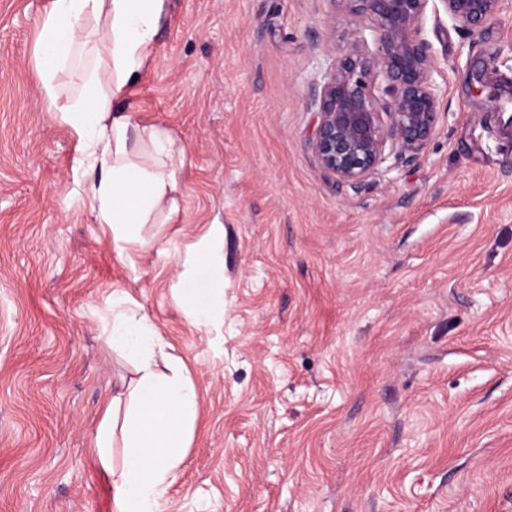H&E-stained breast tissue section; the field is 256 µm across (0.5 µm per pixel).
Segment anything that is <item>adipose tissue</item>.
<instances>
[{
  "mask_svg": "<svg viewBox=\"0 0 512 512\" xmlns=\"http://www.w3.org/2000/svg\"><path fill=\"white\" fill-rule=\"evenodd\" d=\"M164 0H52L41 22L37 67L54 117L78 138V167L93 175L89 192L96 223L119 250H138L142 227L178 211L173 196L184 148L160 125L134 123L121 101L147 66ZM84 60L79 88L63 95L57 71ZM190 315L208 322L224 292L223 279L191 274ZM113 296L106 344L132 367L108 401L94 449L112 483L113 512H164L169 488L183 468L198 413L196 390L174 346L147 314ZM122 447L121 462L112 450Z\"/></svg>",
  "mask_w": 512,
  "mask_h": 512,
  "instance_id": "adipose-tissue-1",
  "label": "adipose tissue"
}]
</instances>
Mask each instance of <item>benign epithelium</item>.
<instances>
[{"mask_svg":"<svg viewBox=\"0 0 512 512\" xmlns=\"http://www.w3.org/2000/svg\"><path fill=\"white\" fill-rule=\"evenodd\" d=\"M350 20L375 23L376 51L335 57L308 88L317 126L310 148L319 166L356 188L388 159L409 162L435 134L439 93L435 62L421 26L430 0H330ZM460 27L476 32L500 0H438ZM383 80L380 90L374 81Z\"/></svg>","mask_w":512,"mask_h":512,"instance_id":"benign-epithelium-1","label":"benign epithelium"}]
</instances>
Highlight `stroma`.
<instances>
[{
    "label": "stroma",
    "instance_id": "obj_1",
    "mask_svg": "<svg viewBox=\"0 0 512 512\" xmlns=\"http://www.w3.org/2000/svg\"><path fill=\"white\" fill-rule=\"evenodd\" d=\"M49 0H0V512H113L92 448L130 366L126 293L199 399L165 512H512V0L479 31L427 9L441 89L415 160L350 187L306 97L374 48L330 0H165L123 101L184 148L179 211L121 255L37 70ZM214 244L224 314L184 273ZM224 280L193 272L186 282L190 316L199 323L208 322L215 312L216 300L224 292Z\"/></svg>",
    "mask_w": 512,
    "mask_h": 512
}]
</instances>
